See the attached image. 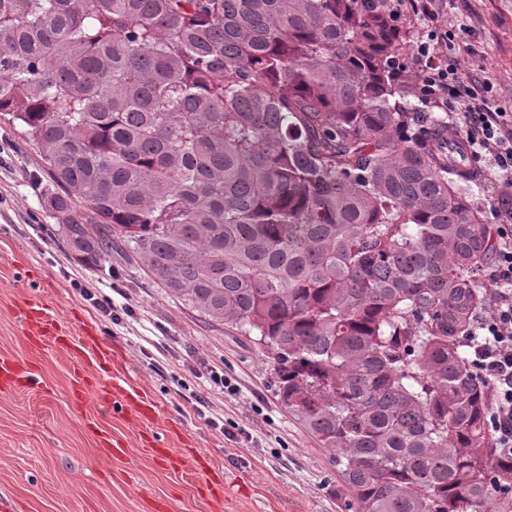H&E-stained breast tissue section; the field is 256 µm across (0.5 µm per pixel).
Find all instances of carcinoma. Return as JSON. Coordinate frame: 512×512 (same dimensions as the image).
Here are the masks:
<instances>
[{
    "label": "carcinoma",
    "instance_id": "cac0c4a2",
    "mask_svg": "<svg viewBox=\"0 0 512 512\" xmlns=\"http://www.w3.org/2000/svg\"><path fill=\"white\" fill-rule=\"evenodd\" d=\"M373 0H0V113L71 249L112 236L273 361L355 512H512L469 365L496 241ZM87 215H73L74 207Z\"/></svg>",
    "mask_w": 512,
    "mask_h": 512
}]
</instances>
